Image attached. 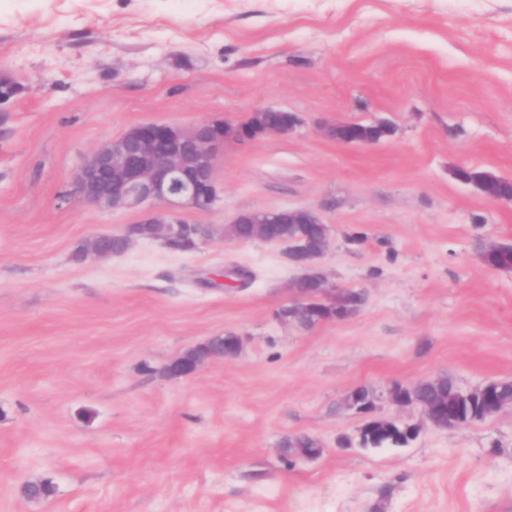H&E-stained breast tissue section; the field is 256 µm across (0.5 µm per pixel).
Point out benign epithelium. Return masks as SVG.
<instances>
[{"mask_svg":"<svg viewBox=\"0 0 512 512\" xmlns=\"http://www.w3.org/2000/svg\"><path fill=\"white\" fill-rule=\"evenodd\" d=\"M250 137L247 127L228 122L222 128L212 123L189 127L140 124L132 135L91 154L74 176L71 195L81 203L111 210L161 203L165 209L149 212L142 223L166 225L171 248L188 251L209 238V225L182 218L180 209H211L216 202L213 157L225 141L244 142ZM234 223L319 224L321 220L314 212L297 208L242 212ZM256 240L286 245L285 257L305 270L303 277L320 281L321 291L329 290L317 263L306 259L299 249L288 247L287 239L260 234Z\"/></svg>","mask_w":512,"mask_h":512,"instance_id":"1","label":"benign epithelium"}]
</instances>
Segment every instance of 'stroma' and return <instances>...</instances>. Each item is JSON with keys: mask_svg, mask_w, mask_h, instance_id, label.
I'll return each instance as SVG.
<instances>
[{"mask_svg": "<svg viewBox=\"0 0 512 512\" xmlns=\"http://www.w3.org/2000/svg\"><path fill=\"white\" fill-rule=\"evenodd\" d=\"M0 512H512V408L458 428L389 399L437 376L512 379V203L455 178L512 180V0H0ZM292 132L225 142L213 236L178 252L123 234L145 209L64 202L103 144L144 123ZM385 124L373 144L328 135ZM305 208L330 229L335 289L366 296L311 329L283 246L225 238L242 212ZM247 278L232 281V271ZM234 334L188 375L186 350ZM374 391L370 411L349 407ZM417 426L365 448L363 426ZM315 437L308 461L289 436ZM54 492L28 499L29 481Z\"/></svg>", "mask_w": 512, "mask_h": 512, "instance_id": "obj_1", "label": "stroma"}]
</instances>
